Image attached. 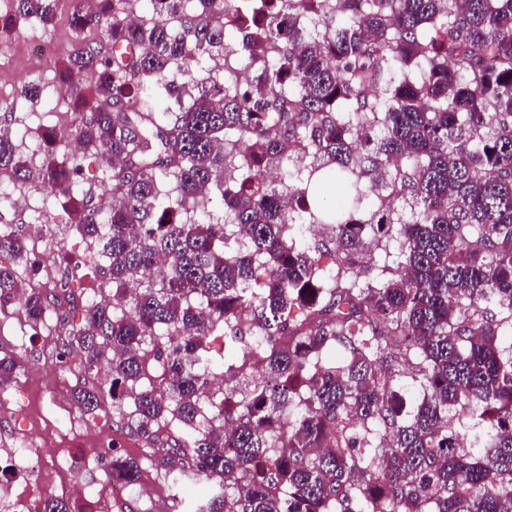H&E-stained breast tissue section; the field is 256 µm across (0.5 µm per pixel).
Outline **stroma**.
Wrapping results in <instances>:
<instances>
[{
    "mask_svg": "<svg viewBox=\"0 0 512 512\" xmlns=\"http://www.w3.org/2000/svg\"><path fill=\"white\" fill-rule=\"evenodd\" d=\"M72 16V10L61 2L49 26L26 24L10 46H0V68L10 69L14 75L12 81H0V99L13 105L4 122L12 128L15 143L23 155L42 152L41 135L56 123L57 114L62 110L56 99L60 79L54 69L38 67L29 44L33 41L51 43L59 53H66L72 44ZM30 83L41 88V97L33 108L19 97L21 87ZM0 350L15 356L19 369L38 365L44 368L35 387L23 386L16 379L0 388V403L11 409L10 414H0V482L11 486L13 491L25 493L24 506L28 512L38 506L43 480L51 474L45 467L37 470L27 467L21 453L31 442L48 440L57 443L56 464L85 485L89 492L107 488L108 457L91 454L81 447L80 428L84 425L110 432L119 440L121 451L141 461L144 476L152 482V490L147 494L139 488H131L124 499L113 502L112 512H193L202 496L200 484L192 481L179 490H169L162 475L145 462L143 443L127 428L113 421L110 408H103L95 416L88 417L77 408L65 411L56 406V398L61 393L73 392L82 385L83 378L76 369L69 373L46 369V362L52 361L57 353L55 337L45 333L33 335L23 317L8 309L0 313Z\"/></svg>",
    "mask_w": 512,
    "mask_h": 512,
    "instance_id": "35a3bbf8",
    "label": "stroma"
}]
</instances>
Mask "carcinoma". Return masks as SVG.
<instances>
[{"label":"carcinoma","instance_id":"cac0c4a2","mask_svg":"<svg viewBox=\"0 0 512 512\" xmlns=\"http://www.w3.org/2000/svg\"><path fill=\"white\" fill-rule=\"evenodd\" d=\"M13 2L6 37L55 17ZM93 2L73 27L105 41L61 63V122L106 148L98 185L0 126V180L54 188L89 246L0 227V309L52 326L61 364L79 348L77 406L207 481L197 512H512V0H150L134 26L142 0ZM204 56L252 77L201 78ZM212 202L224 223L193 218ZM82 283L120 306H76ZM247 337L245 382L206 392ZM141 477L112 449L109 483Z\"/></svg>","mask_w":512,"mask_h":512}]
</instances>
